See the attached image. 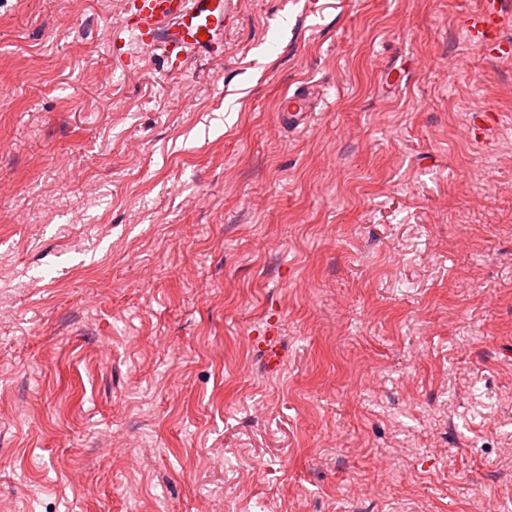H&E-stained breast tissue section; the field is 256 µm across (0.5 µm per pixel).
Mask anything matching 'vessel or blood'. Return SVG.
I'll return each mask as SVG.
<instances>
[{
  "label": "vessel or blood",
  "mask_w": 512,
  "mask_h": 512,
  "mask_svg": "<svg viewBox=\"0 0 512 512\" xmlns=\"http://www.w3.org/2000/svg\"><path fill=\"white\" fill-rule=\"evenodd\" d=\"M236 11L237 0H132L124 28L137 44L161 50L165 61L174 64L194 53L215 52ZM504 11V0H481L479 8L466 15L464 27L475 48L508 58L512 43L499 37ZM282 109L290 126L306 125L312 112L308 93L285 96ZM278 333L279 324L272 319L254 339L272 368L279 364L274 346Z\"/></svg>",
  "instance_id": "b4317fda"
}]
</instances>
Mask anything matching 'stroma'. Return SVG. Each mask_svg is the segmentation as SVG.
<instances>
[{
	"mask_svg": "<svg viewBox=\"0 0 512 512\" xmlns=\"http://www.w3.org/2000/svg\"><path fill=\"white\" fill-rule=\"evenodd\" d=\"M127 3L0 0V512H512L479 0H239L177 68ZM281 112H287L288 125L293 128L305 126L313 112L309 94L305 91H295L291 95H286ZM279 324L275 319H270L266 322L261 336H254L253 342L265 353H267V363L271 369L279 365V356L274 346V342L279 334Z\"/></svg>",
	"mask_w": 512,
	"mask_h": 512,
	"instance_id": "35a3bbf8",
	"label": "stroma"
}]
</instances>
